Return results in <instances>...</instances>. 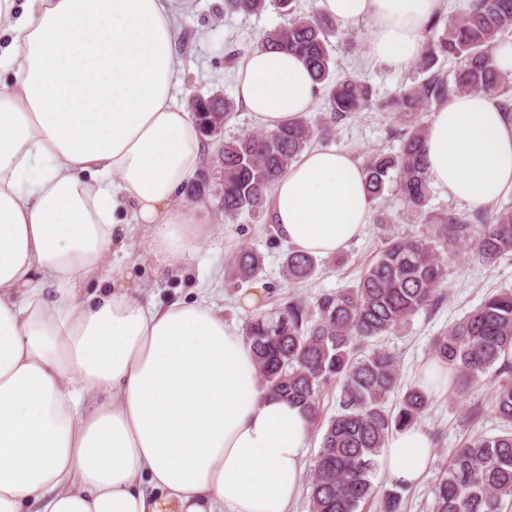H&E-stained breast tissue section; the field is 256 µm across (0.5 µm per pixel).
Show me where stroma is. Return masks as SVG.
Returning <instances> with one entry per match:
<instances>
[{
	"mask_svg": "<svg viewBox=\"0 0 512 512\" xmlns=\"http://www.w3.org/2000/svg\"><path fill=\"white\" fill-rule=\"evenodd\" d=\"M174 8L183 71L178 98L183 102L194 93L204 94L213 88L235 95L234 73L224 67L229 38L249 44L285 22L271 9L250 16L225 13L224 0H175ZM368 30L367 22L353 25L355 49L340 46L333 56L339 68L361 75L378 97L385 98L410 84L417 71L412 66L396 71L372 59ZM400 130V123L391 113L371 107L338 122L325 145L362 161L379 150H399ZM210 201L214 214L210 230L169 267L160 269L144 261L148 241L136 224L125 225L123 235L128 248L113 255L112 265L123 271L143 300L164 304L178 298L192 300L205 296L223 307L225 317L236 319L241 326L257 311L272 309L288 298L310 304L321 292L352 286L385 237L417 234L422 230L399 196L386 195L385 199L371 203V220L359 240L335 255L317 258L313 275L294 283L283 274L287 248L274 225L262 216L244 215L233 222L225 221L218 196H211ZM382 214L389 216V224H378ZM243 249L254 250L261 257L262 269L256 278L239 284L226 280L214 284L213 271L227 269ZM501 291L512 292V256L489 267L480 263L472 247H462L453 255L447 264L438 305L419 311L400 331L379 340L380 345L396 354L399 365L398 389L391 393L389 405H396L402 391L431 363L432 337L475 308L487 294ZM255 293L259 294L260 303L249 305L247 299ZM420 426L433 445L432 454L424 474L405 492L402 512H430L434 487L452 449L467 438L497 435L503 429L493 413V389L488 384L477 387L466 397L444 388L436 390Z\"/></svg>",
	"mask_w": 512,
	"mask_h": 512,
	"instance_id": "35a3bbf8",
	"label": "stroma"
}]
</instances>
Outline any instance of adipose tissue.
<instances>
[{"label": "adipose tissue", "mask_w": 512, "mask_h": 512, "mask_svg": "<svg viewBox=\"0 0 512 512\" xmlns=\"http://www.w3.org/2000/svg\"><path fill=\"white\" fill-rule=\"evenodd\" d=\"M367 21L370 54L402 70L442 0H319ZM172 0H0V512H288L311 433L298 406L264 392L235 321L215 303L143 302L88 290L127 221L165 266L203 237L205 202L178 204L204 138L177 98ZM236 94L276 130L307 112L315 84L298 56L245 53ZM431 184L474 207L512 194V115L461 94L425 135ZM292 249L328 256L368 223L365 171L309 149L271 190ZM432 444L395 432L382 460L397 483Z\"/></svg>", "instance_id": "adipose-tissue-1"}]
</instances>
